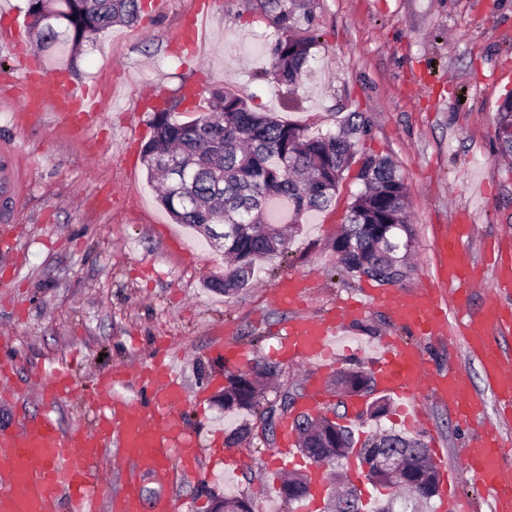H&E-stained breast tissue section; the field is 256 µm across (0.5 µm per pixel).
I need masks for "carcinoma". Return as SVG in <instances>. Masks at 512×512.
<instances>
[{"label":"carcinoma","mask_w":512,"mask_h":512,"mask_svg":"<svg viewBox=\"0 0 512 512\" xmlns=\"http://www.w3.org/2000/svg\"><path fill=\"white\" fill-rule=\"evenodd\" d=\"M142 11V0H28L27 16L35 51L51 53L64 42L73 59L113 25L140 22ZM315 44L313 36L278 38L272 49L274 79L299 84ZM195 111L199 115L190 121L179 119L173 106L154 112L153 137L143 147L142 161L148 179L160 187V203L176 223L209 238L212 226L224 225V255L230 265L209 277L206 287L229 295L250 283L259 263L288 249L282 230L263 221L268 202L287 203L288 232L298 231L305 213L331 205L355 162L352 138L367 134L370 124L363 113L352 112L342 133L311 135L297 124L252 111L243 97L226 89L212 91L206 106ZM363 168L357 179L364 190L355 196L334 242L338 263L348 276L398 286L410 275L408 254L415 238L404 178L388 157L366 156ZM275 375L271 366L230 374L224 409H257L265 380ZM337 383L375 391L373 375L361 369L340 372ZM294 398L286 389L279 404L263 408L259 418L266 433H274L276 420L288 415ZM329 423L325 416L298 415L295 431L300 452L315 448L333 466L339 458H327L322 442ZM361 450L368 463L385 456L409 466L432 463L421 439L393 430L368 439Z\"/></svg>","instance_id":"carcinoma-1"}]
</instances>
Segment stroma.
Masks as SVG:
<instances>
[{"mask_svg": "<svg viewBox=\"0 0 512 512\" xmlns=\"http://www.w3.org/2000/svg\"><path fill=\"white\" fill-rule=\"evenodd\" d=\"M143 2L138 25L112 27L78 58L72 85L95 87L101 112L75 127L52 111L31 116L16 99L18 53L3 31L24 23L26 0H0V140L16 139L34 175L19 221L0 223V339L21 372L67 362L90 391L103 370L149 365L165 338L182 375L183 421L204 446L195 472L171 463L165 480L146 482L145 497L163 489L207 512L213 498L243 496L253 512H297L280 497L283 475L257 413L225 409L223 399L226 371L257 362L279 371L267 402L283 384L300 397L313 382L332 393L334 372L280 355L288 321L320 316L339 299L364 303L335 347L337 370L368 369L385 336L418 344L434 369L460 368L485 394L482 366L461 345L414 334L368 303L376 282L341 274L334 241L361 189L351 175L249 288L233 296L205 288L223 272L224 250L173 223L148 183L146 98L172 102L190 85L223 88L312 134L338 133L348 113H364L371 128L359 156L391 158L407 187L416 231L407 286L433 280V240L443 227L473 225L463 249L484 265L469 303L476 312L506 301L493 266L512 261V158L496 150L497 110L512 92V0H170L159 16L152 0ZM203 7L205 36L190 57L182 33ZM285 33L318 40L296 88L269 75L271 47ZM291 277L302 288L284 305L275 291ZM346 411L333 393L322 407L330 417ZM485 417L467 427L432 401L415 432L439 440L471 512H491L490 497L465 469L463 448L486 426L512 435L494 399ZM214 441L240 455L237 466L215 467Z\"/></svg>", "mask_w": 512, "mask_h": 512, "instance_id": "35a3bbf8", "label": "stroma"}]
</instances>
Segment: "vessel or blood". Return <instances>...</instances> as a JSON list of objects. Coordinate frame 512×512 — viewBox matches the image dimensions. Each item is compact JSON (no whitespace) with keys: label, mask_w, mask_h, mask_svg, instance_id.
Returning a JSON list of instances; mask_svg holds the SVG:
<instances>
[{"label":"vessel or blood","mask_w":512,"mask_h":512,"mask_svg":"<svg viewBox=\"0 0 512 512\" xmlns=\"http://www.w3.org/2000/svg\"><path fill=\"white\" fill-rule=\"evenodd\" d=\"M22 54L17 84L29 107L51 104L66 121H83L97 112L92 96L76 95L64 78L38 75L37 57L16 33ZM31 176L22 164L17 144L0 142V222L15 223V200L26 192ZM472 232L471 225L452 224L435 240L436 275L433 282L414 292L398 291L375 296V303L390 308L403 323L420 335L442 338L454 335L484 368L487 386L499 404L512 410V356L505 354L496 338L512 330V312L491 302L477 312L469 299L480 277L461 251ZM448 287L454 298L452 310L440 305V287ZM347 312L338 309L315 319L291 320L281 345L283 353L303 357L331 367L336 336ZM373 371L381 390L397 402L405 426L414 428L425 419L426 401L447 403L464 423L478 421L485 401L459 371L431 369L422 350L398 338L383 337L377 348ZM17 364L9 346L0 347V396L17 394ZM27 384L40 387L43 412L24 414L17 428H0V512H102L113 500L116 512H179L177 502L161 493L145 499L143 480L161 475L169 461L182 469L194 468L200 455L195 434L185 429L178 416L184 401L183 383L173 363L156 360L152 367L130 370L119 367L98 374L96 389L108 397L106 403L91 400L94 421L90 428L63 427L53 408L82 395L77 379L65 366L26 374ZM138 383L149 393L148 407L117 395L116 387ZM512 454V440L495 431L477 436L465 452V463L493 494L494 512H512V470L502 464ZM113 456L126 469L117 496L108 484L90 475L92 465Z\"/></svg>","instance_id":"obj_1"}]
</instances>
